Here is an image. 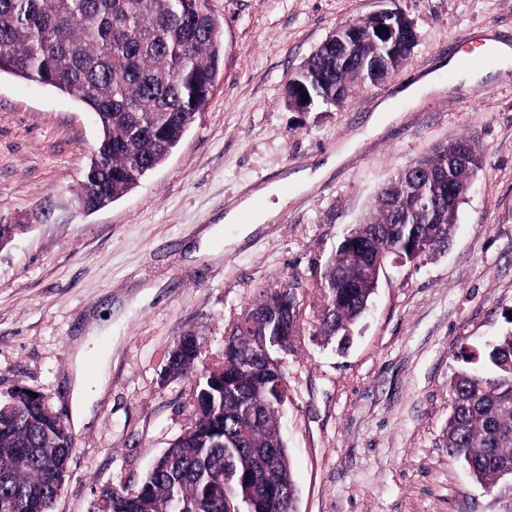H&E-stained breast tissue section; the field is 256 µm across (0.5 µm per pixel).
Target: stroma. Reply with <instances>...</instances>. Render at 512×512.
<instances>
[{"label":"stroma","instance_id":"stroma-1","mask_svg":"<svg viewBox=\"0 0 512 512\" xmlns=\"http://www.w3.org/2000/svg\"><path fill=\"white\" fill-rule=\"evenodd\" d=\"M224 58L203 112L168 160L131 192L79 210L99 126L51 88L0 78V224L24 230L0 250V401L25 388L70 422V347L111 323L109 383L92 421L71 432L68 476L53 512H90L99 488L140 482L191 423L196 374L170 377L176 338H204L200 365L224 358V330L297 280L303 329L283 358L281 431L297 512H512V476L488 489L444 442L448 383L460 350L512 324V70L468 86L443 71L484 32L512 43V0H210ZM417 42L378 83L338 107L289 108L284 89L336 28L385 9ZM438 73L442 93L414 103L400 89ZM394 116L329 175L303 190L295 174ZM476 133L482 166L447 250L390 260L346 349L314 336L321 281L378 189L438 144ZM288 185L277 223L238 239L225 225L215 260L188 254L243 193ZM150 301L133 305L139 287Z\"/></svg>","mask_w":512,"mask_h":512}]
</instances>
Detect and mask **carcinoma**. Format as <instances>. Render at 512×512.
<instances>
[{
    "label": "carcinoma",
    "instance_id": "carcinoma-1",
    "mask_svg": "<svg viewBox=\"0 0 512 512\" xmlns=\"http://www.w3.org/2000/svg\"><path fill=\"white\" fill-rule=\"evenodd\" d=\"M376 19L360 24L356 59L336 68V47L317 49L304 68L323 91L346 94L374 62L368 42ZM224 47L209 0H0V76L48 86L93 112L100 137L76 197L88 209L114 202L175 149L209 100ZM474 135L440 145L420 176L397 174L375 198L374 212L350 232L324 273L318 335L343 338L368 308L376 273L395 256L427 259L447 246L463 195L448 199L439 179L464 189L483 153L459 161ZM291 303L288 330L301 333L295 284L280 286L252 305L224 339L227 365L205 369L193 393L189 430L179 436L135 486H106L96 504L106 512H224L216 494L224 480V442L236 447L244 479L262 483L276 449L277 485L295 489L278 419V394L258 370L256 336L275 321L263 315ZM203 341L188 334L171 351L168 372H192ZM483 369L463 367L448 385V455L463 460L487 488L512 474V330L488 345ZM70 436L40 394L26 390L0 405V512H52L67 470Z\"/></svg>",
    "mask_w": 512,
    "mask_h": 512
}]
</instances>
